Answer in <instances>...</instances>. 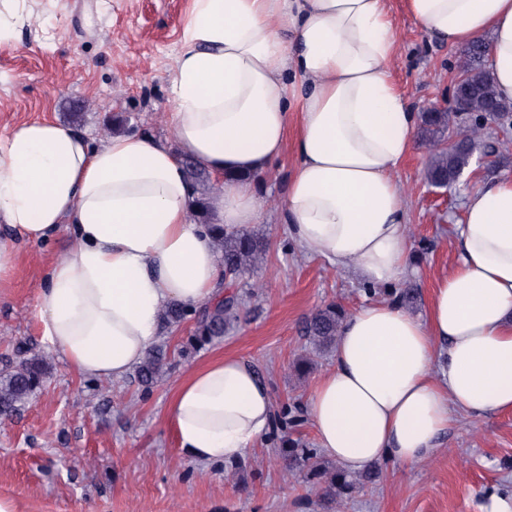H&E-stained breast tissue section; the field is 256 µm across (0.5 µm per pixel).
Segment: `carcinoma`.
<instances>
[{
    "label": "carcinoma",
    "instance_id": "carcinoma-1",
    "mask_svg": "<svg viewBox=\"0 0 512 512\" xmlns=\"http://www.w3.org/2000/svg\"><path fill=\"white\" fill-rule=\"evenodd\" d=\"M487 45L482 41L471 43L465 50L463 79L456 84L453 100L466 105V111L480 116L490 114V107L500 109L498 118L509 119L505 105L498 99L490 69L485 63ZM455 113L435 110L422 114V134L436 148L430 154L425 177L432 186L444 184L461 175L469 166L473 155V139L468 135L458 136L453 144H445ZM187 176L193 190L209 186L208 173L192 162H185ZM217 249L222 256L224 279L233 283L262 262L267 243L264 237L244 228H216ZM238 302L228 295L198 322L196 338L210 340L224 334V326L237 317ZM347 312L335 303H330L314 313L305 324V334L310 343L324 349L336 342L339 329ZM163 347H154L144 358L137 373L141 385L150 387L164 365ZM53 356L38 353L29 357L9 360L0 366V416H9L25 404L40 388L52 368ZM288 467L305 472L306 479H315L321 495L327 500H337L350 494L354 484L347 480L344 471L327 472L316 461L311 448H290L285 454Z\"/></svg>",
    "mask_w": 512,
    "mask_h": 512
}]
</instances>
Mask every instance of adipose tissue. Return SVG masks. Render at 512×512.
Wrapping results in <instances>:
<instances>
[{"mask_svg": "<svg viewBox=\"0 0 512 512\" xmlns=\"http://www.w3.org/2000/svg\"><path fill=\"white\" fill-rule=\"evenodd\" d=\"M432 36L486 41L512 102V0H407ZM387 0H193L170 75L171 139L121 133L98 146L34 120L0 140V220L39 242L73 241L45 278L43 336L79 376L119 380L159 338L161 314L216 304L212 225L258 223L254 178L287 145L279 209L293 243L369 285L408 272L406 205L393 173L417 115L389 61ZM296 138H289V124ZM220 182L193 223L182 156ZM458 262L426 316L370 302L343 321L335 363L305 405L319 447L349 472L428 457L456 415L512 412V179L467 199ZM270 388L244 359L213 357L176 388L167 424L198 464L243 458L271 427Z\"/></svg>", "mask_w": 512, "mask_h": 512, "instance_id": "ef3b65f1", "label": "adipose tissue"}]
</instances>
